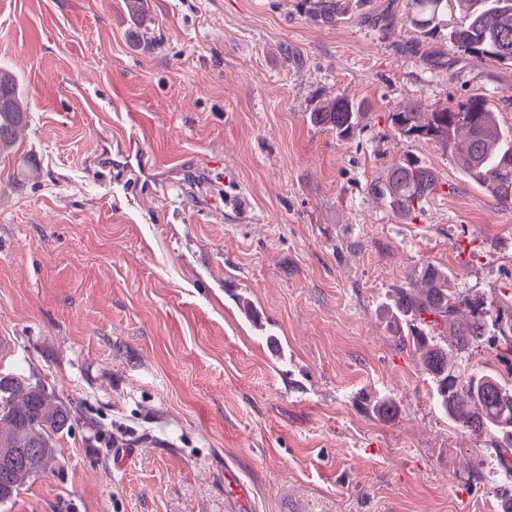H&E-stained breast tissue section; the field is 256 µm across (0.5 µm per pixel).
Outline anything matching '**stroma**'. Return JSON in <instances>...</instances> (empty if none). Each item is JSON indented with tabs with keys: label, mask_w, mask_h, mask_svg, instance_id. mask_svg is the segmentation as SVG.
<instances>
[{
	"label": "stroma",
	"mask_w": 512,
	"mask_h": 512,
	"mask_svg": "<svg viewBox=\"0 0 512 512\" xmlns=\"http://www.w3.org/2000/svg\"><path fill=\"white\" fill-rule=\"evenodd\" d=\"M408 11L342 0L323 26L306 0H0V62L31 113L0 158V374L73 419L60 472L0 512H499L512 497L387 315L429 263L504 302L512 203L389 114L479 92L510 126L512 64L454 53ZM340 94L366 108L347 140L308 120ZM122 130L187 193L142 198L101 168ZM407 154L441 184L403 216L370 186Z\"/></svg>",
	"instance_id": "1"
}]
</instances>
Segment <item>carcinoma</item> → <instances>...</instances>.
<instances>
[{
  "mask_svg": "<svg viewBox=\"0 0 512 512\" xmlns=\"http://www.w3.org/2000/svg\"><path fill=\"white\" fill-rule=\"evenodd\" d=\"M410 24L428 37L442 36L448 47L478 61L512 63V0H410ZM460 12L459 19L448 16ZM341 0H309L317 23L333 25ZM364 114L361 104L338 95L309 113L311 125L342 139L353 137ZM21 90L0 65V155L12 151L25 125ZM393 131L407 141L441 145L476 184L503 203L512 202V128L495 119L490 97L474 93L455 108L421 109L407 105L390 115ZM439 185L438 175L407 156L371 191L408 213L421 210ZM388 311L407 328L402 339L421 353L433 379L439 407L473 436L493 448L501 467L512 472V383L470 369L461 355L471 353L496 332L512 355V308H494L483 297L449 291L448 273L428 263L421 286L409 282L395 289ZM72 426L70 411L24 374L0 378V505L22 487L60 469L55 442Z\"/></svg>",
  "mask_w": 512,
  "mask_h": 512,
  "instance_id": "cac0c4a2",
  "label": "carcinoma"
}]
</instances>
